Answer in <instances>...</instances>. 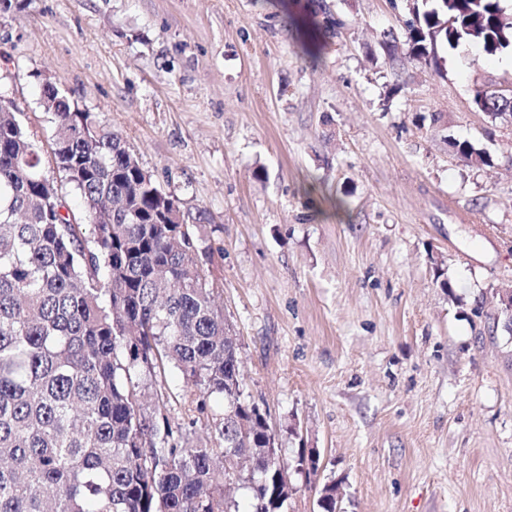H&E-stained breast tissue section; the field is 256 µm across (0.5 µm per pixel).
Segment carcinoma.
<instances>
[{
    "mask_svg": "<svg viewBox=\"0 0 512 512\" xmlns=\"http://www.w3.org/2000/svg\"><path fill=\"white\" fill-rule=\"evenodd\" d=\"M309 42L336 35L327 0H313ZM501 0H416L401 40L440 71L438 50L512 48ZM53 111L41 147L0 98V512H240L224 477L249 493V512H285L290 498L266 413L245 394L238 344L199 262L203 239L180 201L131 155L123 134L48 82ZM470 167L493 165L468 141ZM82 200L68 211L63 185ZM176 369L184 400L206 417L214 445L172 427L170 396L149 411L138 379ZM320 512H336L326 484Z\"/></svg>",
    "mask_w": 512,
    "mask_h": 512,
    "instance_id": "obj_1",
    "label": "carcinoma"
}]
</instances>
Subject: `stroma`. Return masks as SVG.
Returning <instances> with one entry per match:
<instances>
[{
    "label": "stroma",
    "mask_w": 512,
    "mask_h": 512,
    "mask_svg": "<svg viewBox=\"0 0 512 512\" xmlns=\"http://www.w3.org/2000/svg\"><path fill=\"white\" fill-rule=\"evenodd\" d=\"M27 0L0 17V95L43 147L44 78L120 131L201 229L243 382L289 469L288 512H512V124L476 90L512 91V50L400 54L407 0ZM486 149L466 166L453 141ZM443 270L452 291L435 281ZM482 315H475V305ZM192 413L176 371L141 379ZM316 8L315 16L320 13L323 16V20L312 21V26L308 33L309 42L317 46V50L320 49L322 41H326L328 38L336 35V27L338 25L333 12L332 5L327 0H313Z\"/></svg>",
    "instance_id": "stroma-1"
}]
</instances>
